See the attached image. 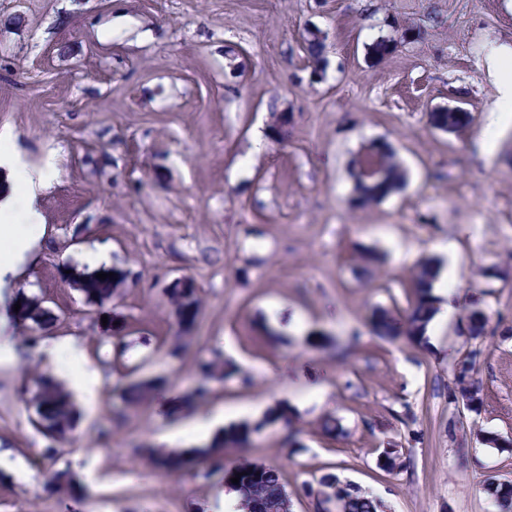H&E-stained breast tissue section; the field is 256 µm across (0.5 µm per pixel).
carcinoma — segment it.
Returning a JSON list of instances; mask_svg holds the SVG:
<instances>
[{
  "instance_id": "1",
  "label": "carcinoma",
  "mask_w": 512,
  "mask_h": 512,
  "mask_svg": "<svg viewBox=\"0 0 512 512\" xmlns=\"http://www.w3.org/2000/svg\"><path fill=\"white\" fill-rule=\"evenodd\" d=\"M395 38L379 36L367 47V54L374 60L385 59L392 51ZM303 49L310 66L325 70L326 39L318 28L306 30ZM429 124L433 128H450L456 134L466 132L473 121L471 112L463 109L448 112L435 109L428 113ZM370 153L369 161L376 164L380 176L366 180L352 175L357 190V203L361 207L379 203L400 189L406 182V170L397 152L386 144L371 142L363 145ZM354 272L361 279L373 274L377 258L369 250L356 253ZM64 268L70 271L68 278L74 282L85 303L94 308L97 317L94 325L102 339L113 344L115 349H124V339L131 332L128 319L109 308V304L119 297L127 285L126 270L117 267L101 266L93 271H79L70 263ZM114 273V276L101 280L97 274ZM439 274L438 266L430 259L418 261L412 268L411 288L413 297L409 308L403 313H393L379 308L372 314L371 321L377 336L393 341L401 336L409 340L422 341L425 330L437 311L438 298L433 294V282ZM170 316L174 320L175 333L163 344L166 357L178 360L188 345L195 339V332L203 310V301L197 288H178L171 285L163 289ZM19 310H14L16 303ZM12 311L11 320L22 328L24 345L31 349L43 333L61 321V315L44 306V300L19 291L8 302ZM107 316V325H102L101 316ZM466 331L470 338L477 340L485 334L487 318L478 308L469 310L466 316ZM480 351L474 349L456 364L453 386L448 388V399L470 404L480 401L478 381L475 378ZM234 374L228 362L218 352L212 358L199 364L198 379L171 406V415L177 417L194 411L206 401L214 391V385L222 384ZM31 386L28 389L27 404L33 408L32 426L44 436L48 443L41 451V459L54 465L58 456L57 443L67 438L78 423V415L69 394L51 376L34 370L30 373ZM167 385V378L151 375L125 382L112 387V393L123 405L124 410H136L147 405L157 393ZM288 420V407L276 405L255 422H244L222 429L215 433L212 442L202 449H189L164 452L154 448H142V458L151 466L172 474H180L199 464L204 457L207 469L204 477L217 478V484L243 496L246 512H291L280 468L273 465H259L242 459H228L224 451L240 448L248 444L251 436L266 427ZM240 476L239 483L231 478ZM318 489L311 491L314 498V512H382L381 501L343 483L335 474L326 473L317 481ZM47 487L50 494L63 502L72 497L76 482L67 470H51ZM499 512H512V484L492 483L489 486Z\"/></svg>"
}]
</instances>
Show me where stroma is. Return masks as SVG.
Returning <instances> with one entry per match:
<instances>
[{
	"mask_svg": "<svg viewBox=\"0 0 512 512\" xmlns=\"http://www.w3.org/2000/svg\"><path fill=\"white\" fill-rule=\"evenodd\" d=\"M312 27L326 36L319 80L303 50ZM380 35L397 42L376 61L367 46ZM502 44L512 46V0H0V155L21 166L0 167V197H30L48 229L9 290L43 298L64 318L55 334L80 337L113 378H173L117 423L108 386L78 406L56 463L79 483L76 512H224L211 480L136 455L157 447L172 399L216 349L237 373L193 417L224 409L240 424L287 406L288 421L241 454L280 468L291 512H314L308 485L328 472L385 512H497L486 487L512 481V122L484 127L499 97L486 56ZM448 105L472 112L465 134L430 126ZM275 111L290 117L287 140L254 151V129ZM373 140L398 151L407 180L360 208L347 167ZM48 164L47 185L30 188L26 172ZM99 249L133 275L117 302L133 322L120 356L56 272L62 260L84 269ZM360 249L378 258L366 285L352 273ZM426 258L455 266L447 287L486 313L481 340L461 317L420 343L374 335L373 310L405 311L409 272ZM181 276L204 308L172 361L159 349L174 334L162 290ZM348 341L339 362L333 346ZM476 347L483 403L469 411L447 387ZM314 385L324 403L310 401ZM27 386L0 369V451L25 465L0 469V512H66L30 466L46 441L29 423ZM330 417L334 436L321 429ZM386 448L399 467L384 469Z\"/></svg>",
	"mask_w": 512,
	"mask_h": 512,
	"instance_id": "35a3bbf8",
	"label": "stroma"
}]
</instances>
